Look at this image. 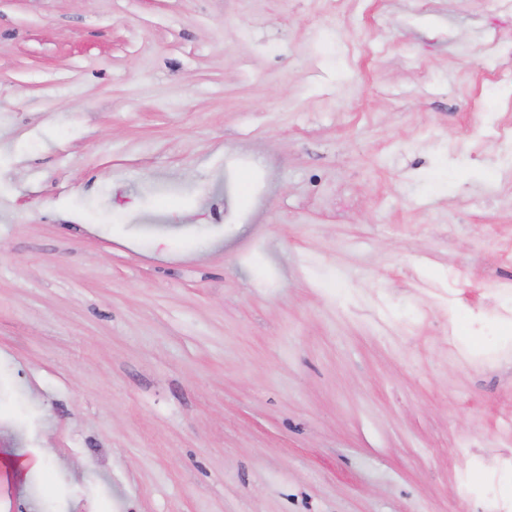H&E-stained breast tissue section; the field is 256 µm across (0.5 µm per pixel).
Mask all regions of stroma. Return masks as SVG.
Instances as JSON below:
<instances>
[{"mask_svg": "<svg viewBox=\"0 0 512 512\" xmlns=\"http://www.w3.org/2000/svg\"><path fill=\"white\" fill-rule=\"evenodd\" d=\"M512 0H0L7 512H484ZM448 347L457 355L479 360L485 364H494L503 359H512V345L508 342H498L487 347L472 348L463 339H455L452 333L448 335ZM2 465L4 470L8 471L6 466L10 469L11 473L21 475L24 472H28L36 469H45L48 461V453H35L25 457H11L8 455H2Z\"/></svg>", "mask_w": 512, "mask_h": 512, "instance_id": "1", "label": "stroma"}]
</instances>
